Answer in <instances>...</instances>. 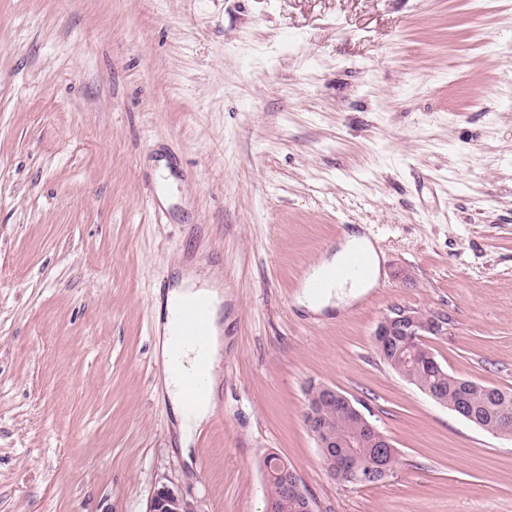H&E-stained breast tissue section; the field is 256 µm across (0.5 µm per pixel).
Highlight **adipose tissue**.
<instances>
[{
    "mask_svg": "<svg viewBox=\"0 0 512 512\" xmlns=\"http://www.w3.org/2000/svg\"><path fill=\"white\" fill-rule=\"evenodd\" d=\"M363 252L369 259V271L361 287H354L348 282L337 281L325 283L321 292H303L300 297L302 306L313 312H321L331 306L333 301L350 303L372 288L378 277V257L370 243L363 236L348 234L341 243L338 253L324 257L315 266L310 278L323 281L328 271L335 268L341 255L351 251ZM201 294L206 296L211 308L206 350L207 390L204 398L188 402L181 383L172 377L165 378L163 391L172 406L176 421L179 452L185 463L193 461L194 435L213 415L217 406V388L220 384V366L224 356V287L216 281L202 279L194 270L179 267L178 275L170 288L158 292L153 307L156 311V353L163 362H170L173 353H180L185 370H193L197 353L190 343H177V326L173 320L172 305L174 301Z\"/></svg>",
    "mask_w": 512,
    "mask_h": 512,
    "instance_id": "obj_1",
    "label": "adipose tissue"
}]
</instances>
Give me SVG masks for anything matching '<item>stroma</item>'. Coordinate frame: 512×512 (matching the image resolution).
Segmentation results:
<instances>
[{"label": "stroma", "mask_w": 512, "mask_h": 512, "mask_svg": "<svg viewBox=\"0 0 512 512\" xmlns=\"http://www.w3.org/2000/svg\"><path fill=\"white\" fill-rule=\"evenodd\" d=\"M353 304L298 297L346 232ZM224 285L223 379L171 445L154 295ZM455 376L512 388V0H0V512H264L276 454L316 512H512V437L380 358L392 308ZM397 448L333 479L307 391ZM357 251L363 252L369 259L368 275L365 277L360 287L356 288L347 281L327 283L324 290L319 293L303 292L299 300L300 304L313 312L319 313L329 306H336V303H332L334 297L340 302L350 303L365 294L369 288H373L377 281L379 271L377 254L370 241L365 236L354 233L346 234L343 243L340 244L339 250L336 251L335 254L325 256L321 262L312 269L308 281L323 280L326 273L335 267L336 269L333 270L330 278L339 279L349 276L357 279L362 278L367 272L368 261L363 253ZM342 256L344 257L342 258ZM340 259V263L336 266ZM448 321V317H424L423 313L412 309L395 308L381 319L375 330L376 348L383 353L384 336H405L406 340L416 347L426 336H437L447 331ZM147 512H195L191 504L173 488L162 485L154 489Z\"/></svg>", "instance_id": "obj_1"}]
</instances>
